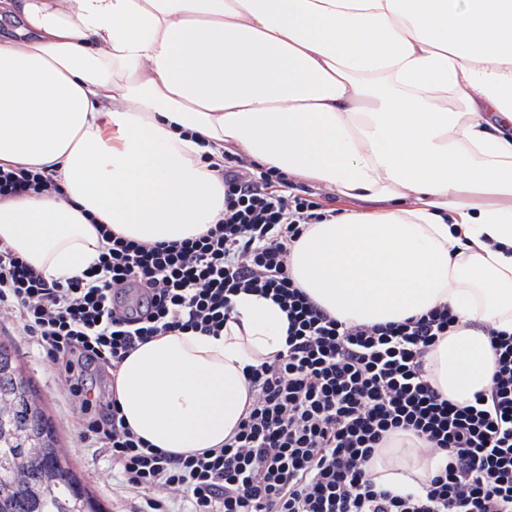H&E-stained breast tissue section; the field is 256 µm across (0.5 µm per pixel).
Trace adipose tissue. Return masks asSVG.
<instances>
[{
    "mask_svg": "<svg viewBox=\"0 0 512 512\" xmlns=\"http://www.w3.org/2000/svg\"><path fill=\"white\" fill-rule=\"evenodd\" d=\"M0 166L46 168L65 198L0 201V242L47 279L98 262L97 224L139 242L204 233L225 154L366 202L308 227L289 271L348 323L448 306L427 377L465 403L512 334V0H0ZM209 161H201V154ZM220 336L173 333L118 368L127 426L188 455L223 444L244 368L286 348L272 300L233 299ZM438 457L406 438L374 471L416 487Z\"/></svg>",
    "mask_w": 512,
    "mask_h": 512,
    "instance_id": "obj_1",
    "label": "adipose tissue"
}]
</instances>
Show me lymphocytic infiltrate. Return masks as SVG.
Wrapping results in <instances>:
<instances>
[{"mask_svg": "<svg viewBox=\"0 0 512 512\" xmlns=\"http://www.w3.org/2000/svg\"><path fill=\"white\" fill-rule=\"evenodd\" d=\"M224 214L201 236L145 244L102 228L96 265L47 280L0 243V317L18 321L79 412L102 411L81 442L103 443L143 512H512V334L493 332L487 390L459 404L426 377V357L455 325L448 307L387 324H348L292 279L288 255L322 203L288 191L273 169L243 175L225 156ZM64 196L49 174L0 167V198ZM252 292L280 305L286 349L246 366L249 404L223 446L172 455L126 426L117 400L87 385L100 365L119 368L139 344L173 332L218 336L232 299ZM398 432L444 461L420 490L378 483L369 464Z\"/></svg>", "mask_w": 512, "mask_h": 512, "instance_id": "f902f5d3", "label": "lymphocytic infiltrate"}]
</instances>
